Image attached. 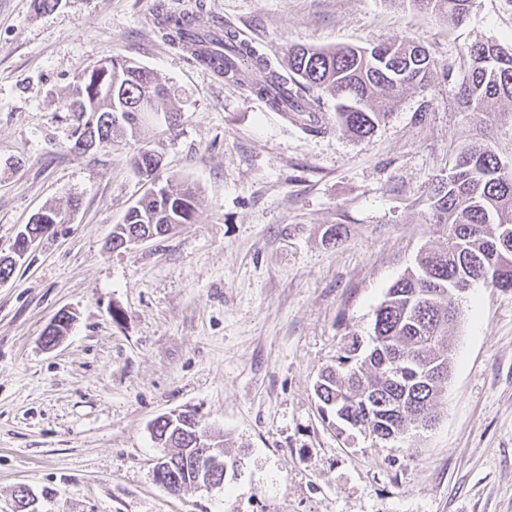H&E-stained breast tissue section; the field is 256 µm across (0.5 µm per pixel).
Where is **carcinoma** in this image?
<instances>
[{
    "mask_svg": "<svg viewBox=\"0 0 512 512\" xmlns=\"http://www.w3.org/2000/svg\"><path fill=\"white\" fill-rule=\"evenodd\" d=\"M411 2L457 26L474 0ZM158 32L172 45L198 43V63L285 116L299 111L301 101L315 91L330 96L336 101V129L356 137L372 134L385 122L404 89L427 88L438 68L426 48L409 39L331 49L292 45L288 71L282 73L255 47L230 32L217 35L198 27L187 13L162 15ZM462 57L467 75L459 94L468 111L489 114L496 104L512 103V45L477 41ZM247 62L265 72L261 81L245 78ZM144 96L153 98L155 111L169 113L170 126L177 125L174 90L132 59L112 55L107 65L78 76L63 99L73 121L70 149L78 151L89 129L104 145L145 136V119L134 108ZM117 113L125 115L122 122L99 124ZM160 164L161 156L148 148L132 158L135 172L152 177ZM451 173L431 197L433 217L444 229L442 241L422 250L416 267L388 288L375 311L373 334L366 340L351 337L336 366L322 370L315 382L322 410L345 431H369L380 440L397 441L431 427L452 370L444 353L460 314L457 289L481 283L512 291V171H502L497 154L475 141L457 154ZM196 211L192 188L167 181L128 209L112 231L110 249L123 248L133 234L161 237L179 224H191ZM64 223V214L51 206L40 212L30 234L40 237L42 225ZM153 430L155 439L165 438L164 447L175 449L173 468L186 480L196 429L160 417Z\"/></svg>",
    "mask_w": 512,
    "mask_h": 512,
    "instance_id": "obj_1",
    "label": "carcinoma"
}]
</instances>
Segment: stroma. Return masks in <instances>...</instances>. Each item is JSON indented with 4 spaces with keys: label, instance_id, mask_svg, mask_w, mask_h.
I'll use <instances>...</instances> for the list:
<instances>
[{
    "label": "stroma",
    "instance_id": "stroma-1",
    "mask_svg": "<svg viewBox=\"0 0 512 512\" xmlns=\"http://www.w3.org/2000/svg\"><path fill=\"white\" fill-rule=\"evenodd\" d=\"M234 32L273 67L295 44L413 39L439 68L365 138L311 134L164 41L161 11ZM512 43V0L454 28L409 0H0V255L44 207L79 202L0 282V512H512V291L475 284L448 338L431 429L396 443L339 431L314 384L347 337L372 334L387 289L442 237L431 191L479 140L512 167V112L463 111L461 53ZM178 92L149 134L194 223L117 251L148 191L127 139L70 152L61 103L106 56ZM341 237H333L334 227ZM68 333L45 343L62 314ZM196 411L241 459L221 487L171 494L154 421Z\"/></svg>",
    "mask_w": 512,
    "mask_h": 512
}]
</instances>
